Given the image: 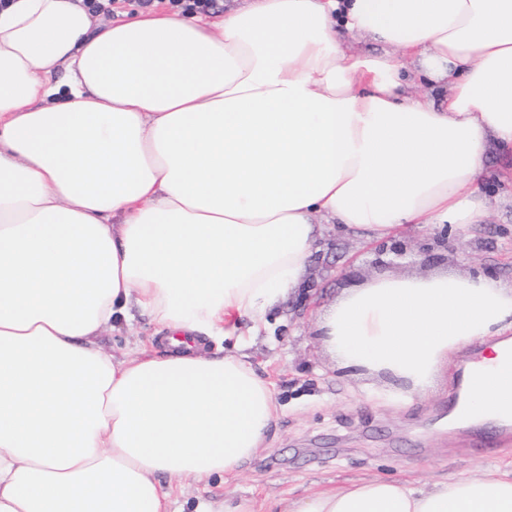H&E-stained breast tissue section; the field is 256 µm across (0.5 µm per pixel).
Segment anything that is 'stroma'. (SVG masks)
Masks as SVG:
<instances>
[{"label": "stroma", "mask_w": 512, "mask_h": 512, "mask_svg": "<svg viewBox=\"0 0 512 512\" xmlns=\"http://www.w3.org/2000/svg\"><path fill=\"white\" fill-rule=\"evenodd\" d=\"M490 215L469 238L449 235L447 250H427L432 234L408 229V255L390 275L449 270L512 282V150L492 151L479 184ZM374 243L328 232L310 259V279L267 314L247 349L250 362L274 385L279 406L269 444L235 477L174 487L176 512H201L223 499L269 512L281 500L318 486L358 478L435 481L478 474L490 464L512 467V424L457 425L448 419L446 385L407 407L368 397L361 382L340 370L315 335L319 309L344 290L378 274Z\"/></svg>", "instance_id": "1"}]
</instances>
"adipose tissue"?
<instances>
[{
    "instance_id": "1",
    "label": "adipose tissue",
    "mask_w": 512,
    "mask_h": 512,
    "mask_svg": "<svg viewBox=\"0 0 512 512\" xmlns=\"http://www.w3.org/2000/svg\"><path fill=\"white\" fill-rule=\"evenodd\" d=\"M91 26L77 0L0 10V512H173L161 476L240 473L278 418L245 349L326 228L466 233L489 153L512 148V0ZM350 34L378 52L349 53ZM137 313L165 349L106 351ZM511 330L512 283L445 270L372 276L317 320L330 357L401 406L483 345L473 421L512 420ZM279 512H512V471L354 479Z\"/></svg>"
}]
</instances>
